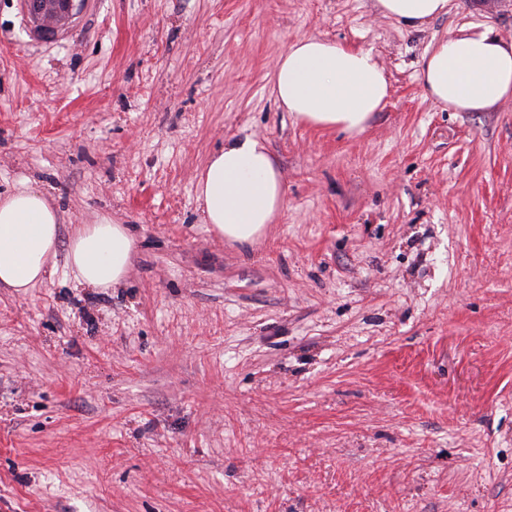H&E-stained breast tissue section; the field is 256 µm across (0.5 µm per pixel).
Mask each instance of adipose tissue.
Segmentation results:
<instances>
[{"instance_id":"1","label":"adipose tissue","mask_w":512,"mask_h":512,"mask_svg":"<svg viewBox=\"0 0 512 512\" xmlns=\"http://www.w3.org/2000/svg\"><path fill=\"white\" fill-rule=\"evenodd\" d=\"M456 0H378L384 15L420 29L448 15ZM418 79L427 95L455 112H491L512 100V42L492 28L437 40ZM274 93L286 111L316 127L363 130L389 97L383 69L371 52L316 37L292 44L275 72ZM205 221L228 242L247 245L281 211L285 188L267 146L245 137L226 141L197 183ZM58 214L39 190L0 198V284L16 292L57 270ZM133 252L126 227L105 219L75 229L67 265L78 284L110 288L124 280Z\"/></svg>"}]
</instances>
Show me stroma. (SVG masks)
Here are the masks:
<instances>
[{"instance_id":"obj_1","label":"stroma","mask_w":512,"mask_h":512,"mask_svg":"<svg viewBox=\"0 0 512 512\" xmlns=\"http://www.w3.org/2000/svg\"><path fill=\"white\" fill-rule=\"evenodd\" d=\"M458 3L84 0L48 41L0 0V196L134 241L119 285L0 287V512H512V101L417 79L444 36L512 40V0ZM306 37L383 67L364 131L278 105ZM244 136L286 197L240 246L196 183ZM384 15L404 25L420 29L433 19L446 16L456 0H377Z\"/></svg>"}]
</instances>
